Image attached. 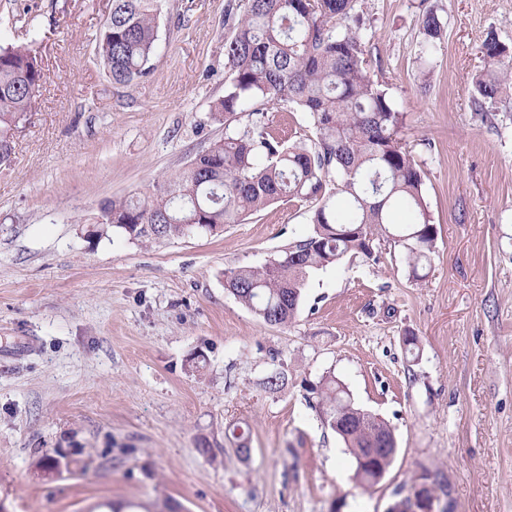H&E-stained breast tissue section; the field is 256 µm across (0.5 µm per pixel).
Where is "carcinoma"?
<instances>
[{
    "label": "carcinoma",
    "mask_w": 512,
    "mask_h": 512,
    "mask_svg": "<svg viewBox=\"0 0 512 512\" xmlns=\"http://www.w3.org/2000/svg\"><path fill=\"white\" fill-rule=\"evenodd\" d=\"M158 0H112L95 37V53L115 85L150 71L158 39ZM353 0H246L224 42L229 76L216 111L224 138L188 166L155 183L142 196L107 201L98 235L112 231L153 242L190 233H218L274 201H315L313 230L263 266L229 272L226 289L260 320L293 322L310 273L361 254L375 262L376 243L399 250L412 278H425L437 228L427 212L421 169L401 143L403 113L372 79ZM344 29L336 31V24ZM421 54L438 50L443 25L431 9L422 14ZM0 45V167L12 161L14 129L27 119L43 80L34 49ZM485 68L473 77L476 111L485 112L512 90V55L493 34L482 44ZM295 105L311 118L309 142L291 145L276 136L267 112ZM314 408L344 442L353 478L373 488L392 464L394 432L375 415L356 417L357 406L336 379L311 386Z\"/></svg>",
    "instance_id": "carcinoma-1"
}]
</instances>
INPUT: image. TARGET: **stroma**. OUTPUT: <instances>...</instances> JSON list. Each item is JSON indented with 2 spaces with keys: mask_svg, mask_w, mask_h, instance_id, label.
<instances>
[{
  "mask_svg": "<svg viewBox=\"0 0 512 512\" xmlns=\"http://www.w3.org/2000/svg\"><path fill=\"white\" fill-rule=\"evenodd\" d=\"M110 4L0 0V44L37 36L45 73L0 168V512H386L435 472V512H512V94L484 113L472 87L486 35L512 47V0H355L435 254L422 281L398 252L346 256L309 276L285 327L225 278L308 236L314 202L216 235L95 237L107 200L223 138L227 12L245 0H160L151 71L127 86L95 55ZM426 9L444 28L429 65ZM327 375L394 431L372 490L312 406Z\"/></svg>",
  "mask_w": 512,
  "mask_h": 512,
  "instance_id": "obj_1",
  "label": "stroma"
}]
</instances>
